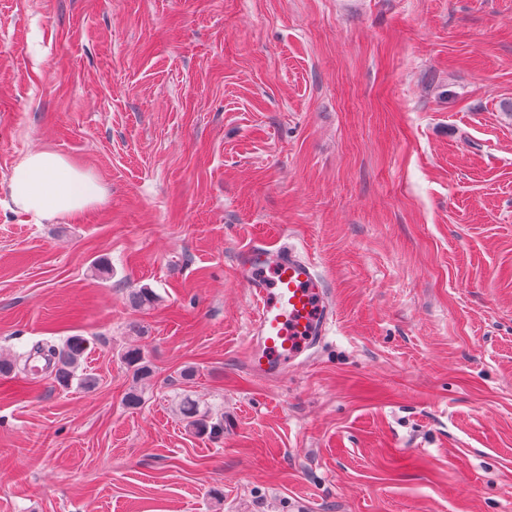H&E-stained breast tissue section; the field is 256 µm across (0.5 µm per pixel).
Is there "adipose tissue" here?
I'll list each match as a JSON object with an SVG mask.
<instances>
[{
	"mask_svg": "<svg viewBox=\"0 0 512 512\" xmlns=\"http://www.w3.org/2000/svg\"><path fill=\"white\" fill-rule=\"evenodd\" d=\"M8 182L14 206L39 223L79 215L103 202L106 194L92 173L45 149L23 155Z\"/></svg>",
	"mask_w": 512,
	"mask_h": 512,
	"instance_id": "ef3b65f1",
	"label": "adipose tissue"
}]
</instances>
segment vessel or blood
Listing matches in <instances>:
<instances>
[{
    "instance_id": "1",
    "label": "vessel or blood",
    "mask_w": 512,
    "mask_h": 512,
    "mask_svg": "<svg viewBox=\"0 0 512 512\" xmlns=\"http://www.w3.org/2000/svg\"><path fill=\"white\" fill-rule=\"evenodd\" d=\"M238 278L256 303L247 343L251 370L276 378L322 341L334 320L323 278L292 248L258 244L243 250Z\"/></svg>"
}]
</instances>
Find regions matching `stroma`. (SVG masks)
<instances>
[{"label": "stroma", "instance_id": "obj_1", "mask_svg": "<svg viewBox=\"0 0 512 512\" xmlns=\"http://www.w3.org/2000/svg\"><path fill=\"white\" fill-rule=\"evenodd\" d=\"M508 101L512 0H0V355L80 335L97 380L0 375V512H512ZM34 148L104 202L6 207ZM258 243L336 306L274 379L247 365ZM122 362L132 375L133 382L146 381L152 377L153 366L144 348L133 347L127 349L122 355ZM180 413L186 427L197 435L219 437L224 432V424L212 423L205 414H202L194 400L185 397L182 401Z\"/></svg>", "mask_w": 512, "mask_h": 512}]
</instances>
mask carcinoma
<instances>
[{
  "instance_id": "obj_1",
  "label": "carcinoma",
  "mask_w": 512,
  "mask_h": 512,
  "mask_svg": "<svg viewBox=\"0 0 512 512\" xmlns=\"http://www.w3.org/2000/svg\"><path fill=\"white\" fill-rule=\"evenodd\" d=\"M132 301L139 308L151 307L157 301V294L150 288H140L132 293ZM88 348L89 343L82 336L69 337L61 347L38 342L30 350L15 355L11 360L0 358V373L33 372L38 369L35 362L44 360L45 371L58 386L67 389L76 380L79 386L90 389L96 384L95 378L85 373L77 375L81 358ZM122 360L132 375V380L139 383L152 377L153 366L143 348L127 349L122 355ZM180 413L186 427L197 435L218 437L224 432V425L209 421L208 417L200 412L196 402L189 397L183 399Z\"/></svg>"
}]
</instances>
